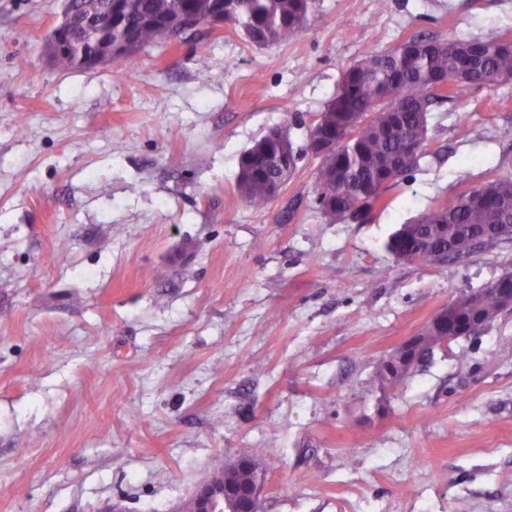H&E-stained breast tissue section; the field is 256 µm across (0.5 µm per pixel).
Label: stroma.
Here are the masks:
<instances>
[{
  "mask_svg": "<svg viewBox=\"0 0 512 512\" xmlns=\"http://www.w3.org/2000/svg\"><path fill=\"white\" fill-rule=\"evenodd\" d=\"M66 4L0 0V512H181L255 448L262 512H512V309L375 378L512 272V239L436 267L385 250L512 174V84L431 112L367 222L318 210L311 157L264 209L236 188L268 129L306 145L349 65L414 34L512 37V0H313L295 39L205 26L137 51L132 78L56 67ZM433 348H430L429 352L432 351ZM428 349L426 348L424 341L419 336H411L409 339L404 341L401 345H399L393 352L389 355V359L392 363H397L396 355L402 356V361L399 363V372L402 376H407L411 371H413L423 359L424 355H427Z\"/></svg>",
  "mask_w": 512,
  "mask_h": 512,
  "instance_id": "1",
  "label": "stroma"
}]
</instances>
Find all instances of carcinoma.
<instances>
[{"label": "carcinoma", "instance_id": "obj_1", "mask_svg": "<svg viewBox=\"0 0 512 512\" xmlns=\"http://www.w3.org/2000/svg\"><path fill=\"white\" fill-rule=\"evenodd\" d=\"M224 18L238 27L254 45L283 43L303 32L311 0H222ZM109 0H70L81 15L107 16ZM134 41L140 50L160 40L186 33L185 18L203 27L214 11V0H122ZM448 80L451 91L438 93ZM512 83V39L491 29L476 39H439L411 36L392 48L373 52L342 73L334 97L310 127L352 140L334 155L320 159L314 184L318 209L332 222H363L382 204L384 192L406 179L420 166L430 142L429 114L471 89H496ZM306 149L291 137L279 144L264 135L240 156L237 190L256 209L269 203L266 185L278 178L288 181ZM512 225V177L490 179L477 191L464 192L451 203L428 209L390 236L387 251L401 260L438 266L455 263L497 244L479 243L485 229ZM512 288L507 273L484 288L459 293L451 302V315L467 320L479 313L485 325L503 310L498 289ZM376 379L395 388L402 379L382 358ZM251 469L249 480L262 476L263 458L246 452L213 479H226L241 461Z\"/></svg>", "mask_w": 512, "mask_h": 512}]
</instances>
